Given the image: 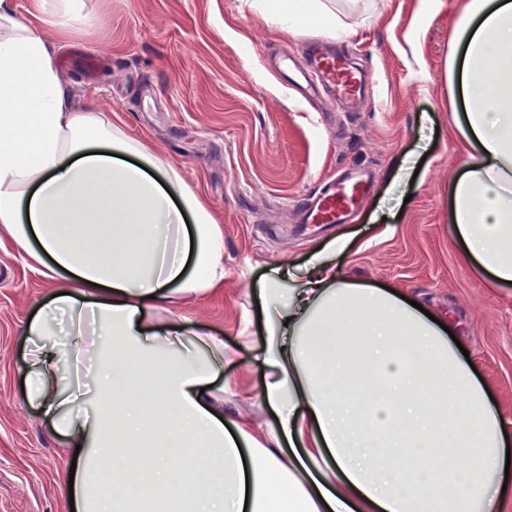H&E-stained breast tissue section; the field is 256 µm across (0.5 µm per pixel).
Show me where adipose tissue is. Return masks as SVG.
<instances>
[{"mask_svg": "<svg viewBox=\"0 0 512 512\" xmlns=\"http://www.w3.org/2000/svg\"><path fill=\"white\" fill-rule=\"evenodd\" d=\"M83 11L32 0L20 17L0 0V240L54 285L27 328L31 389L78 452L76 512H506L505 430L486 385L405 292L343 280L334 257L348 241L314 253L298 288L283 292L282 267L260 286L284 308L258 355L257 396L277 423L225 415L209 391L223 338L149 326L160 303L223 287L224 233L171 162L94 107H71L43 25L74 39ZM306 20L337 28L322 0H277L270 18L291 34ZM448 86L465 103L468 157L451 220L465 260L503 287L512 0H459ZM61 316L71 342L59 354L42 337ZM347 333L365 339L360 361L343 351ZM119 387L137 397L115 413L102 396Z\"/></svg>", "mask_w": 512, "mask_h": 512, "instance_id": "adipose-tissue-1", "label": "adipose tissue"}]
</instances>
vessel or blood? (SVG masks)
<instances>
[{
    "mask_svg": "<svg viewBox=\"0 0 512 512\" xmlns=\"http://www.w3.org/2000/svg\"><path fill=\"white\" fill-rule=\"evenodd\" d=\"M278 68L292 86L302 88L306 95L317 97L329 94L343 104L354 103L361 96L367 78L348 58L315 47L309 70H302L292 58H283ZM368 192L367 182L351 176L337 184L335 190L320 193L311 209L315 224H338L358 207Z\"/></svg>",
    "mask_w": 512,
    "mask_h": 512,
    "instance_id": "obj_1",
    "label": "vessel or blood"
}]
</instances>
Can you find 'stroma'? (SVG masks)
<instances>
[{"label":"stroma","instance_id":"stroma-1","mask_svg":"<svg viewBox=\"0 0 512 512\" xmlns=\"http://www.w3.org/2000/svg\"><path fill=\"white\" fill-rule=\"evenodd\" d=\"M272 0H85L83 33L62 48L70 102L99 111L154 153L177 164L224 229V287L164 304L171 320L224 339L213 384L224 411L274 421L254 398L263 379L256 356L275 318L256 288L277 266L302 273L309 257L342 238L336 263L348 280L405 291L452 322L512 433V288L499 290L461 258L448 190L463 157L448 134L446 79L457 0H446L418 32L410 0H340L353 36L305 24L295 36L271 31ZM398 16L388 30L384 16ZM337 42L369 71L358 111L331 112L296 97L267 62L304 56L311 39ZM421 168L397 206L390 186L404 157ZM363 167L374 188L342 224H304L307 198L339 170ZM51 284L7 241L0 243V512H71L61 490L70 466L46 408L26 388L32 375L25 333Z\"/></svg>","mask_w":512,"mask_h":512}]
</instances>
